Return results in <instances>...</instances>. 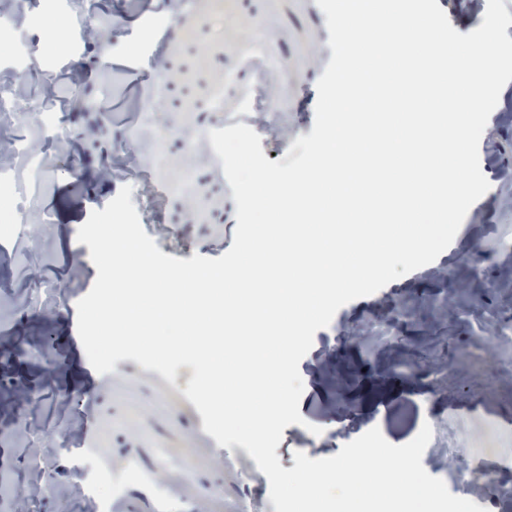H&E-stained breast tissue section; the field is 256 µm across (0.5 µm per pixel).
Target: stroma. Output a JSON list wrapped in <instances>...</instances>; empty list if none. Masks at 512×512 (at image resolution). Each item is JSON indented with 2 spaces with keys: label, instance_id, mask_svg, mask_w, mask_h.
<instances>
[{
  "label": "stroma",
  "instance_id": "1",
  "mask_svg": "<svg viewBox=\"0 0 512 512\" xmlns=\"http://www.w3.org/2000/svg\"><path fill=\"white\" fill-rule=\"evenodd\" d=\"M50 0H19L0 13V27H21V37L44 70L27 85L24 123L33 152L53 165L48 180L25 171L36 207L24 242L0 239V376H24L31 399L0 408V444L10 460L0 468V512H16L28 498L29 512H84L95 506L92 491L116 483L138 512L154 503L178 512H270L267 476L239 445L223 447L206 433L203 418L179 383L132 359L100 375L90 398L80 395L78 363L63 360L70 307L92 288L97 269L90 249L77 240L90 213L104 209L123 186L167 193L154 202L157 222L143 229L165 255L188 260L217 258L234 240L236 203L209 132L224 126L223 112L209 107L216 87L226 110L245 109L252 90L274 93L285 118L276 137H262L267 160H283L299 136L313 129L317 81L332 57L326 16L315 0H191L169 15V0H72L69 17L47 16ZM269 38L274 70L259 79L241 56L251 40ZM65 86L54 106L67 128L62 148L47 146L39 125L43 90ZM153 102H145L148 88ZM112 153L116 171L101 177L100 158ZM489 190L468 211L437 265L393 282L385 293L356 299L316 332L299 371L304 383L299 412L304 425L283 431L276 448L280 465L292 469L293 454H337L371 428L395 445L432 427L422 464L433 476L449 466L474 468L481 450L499 441L501 468H512V376L488 371L469 375L462 363L447 366L441 342L449 320H462L479 289L512 305V196L499 166L512 167V81L502 89L479 144ZM50 225H43L42 215ZM490 257L486 267L468 262L474 249ZM424 356L435 371L456 380L430 408L421 385L403 361ZM345 381L337 391L322 365ZM92 418L95 446L78 445L74 427ZM321 435L308 432V425ZM459 444L456 459L447 447Z\"/></svg>",
  "mask_w": 512,
  "mask_h": 512
}]
</instances>
